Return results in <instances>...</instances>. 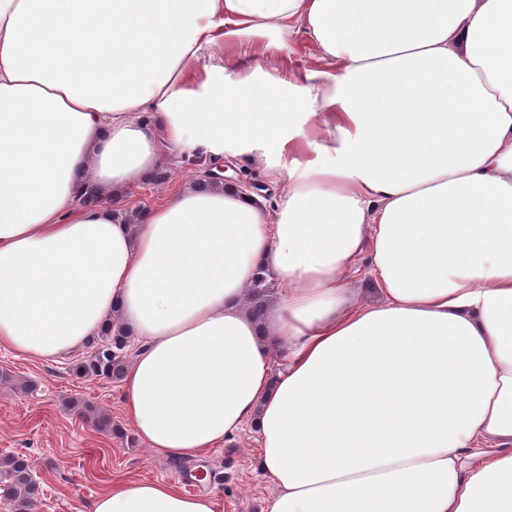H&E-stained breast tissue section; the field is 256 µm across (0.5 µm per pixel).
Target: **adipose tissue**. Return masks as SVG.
Instances as JSON below:
<instances>
[{"label":"adipose tissue","instance_id":"obj_1","mask_svg":"<svg viewBox=\"0 0 512 512\" xmlns=\"http://www.w3.org/2000/svg\"><path fill=\"white\" fill-rule=\"evenodd\" d=\"M266 32L315 67L240 72ZM164 143L260 161L273 216L192 179L126 223ZM115 325L138 437L252 425L267 512H512V0H0V346ZM92 512L215 502L140 480ZM270 279L271 278L261 277L251 287L249 309L256 316H263L273 300L274 288H271L272 282H267Z\"/></svg>","mask_w":512,"mask_h":512}]
</instances>
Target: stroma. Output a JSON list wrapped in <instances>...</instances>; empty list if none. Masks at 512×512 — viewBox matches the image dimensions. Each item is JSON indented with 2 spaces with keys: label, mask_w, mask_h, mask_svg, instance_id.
<instances>
[{
  "label": "stroma",
  "mask_w": 512,
  "mask_h": 512,
  "mask_svg": "<svg viewBox=\"0 0 512 512\" xmlns=\"http://www.w3.org/2000/svg\"><path fill=\"white\" fill-rule=\"evenodd\" d=\"M224 163L238 187L262 185L265 202H273L283 190L282 184L268 182L248 157L228 155ZM160 169L167 172V179L135 190L132 206L159 205L199 174L197 167L169 150ZM83 356L79 350L41 361L0 346V368L34 385L33 391L24 393L0 384V454L28 456L42 487L35 512H91L101 492L137 480H159L185 493L212 495L219 512H264L275 488L260 467V443L252 429L194 459L166 457L137 437L126 417L121 383L76 377L73 367ZM72 398L110 414L122 427L123 437L98 432L69 411L66 402Z\"/></svg>",
  "instance_id": "1"
}]
</instances>
